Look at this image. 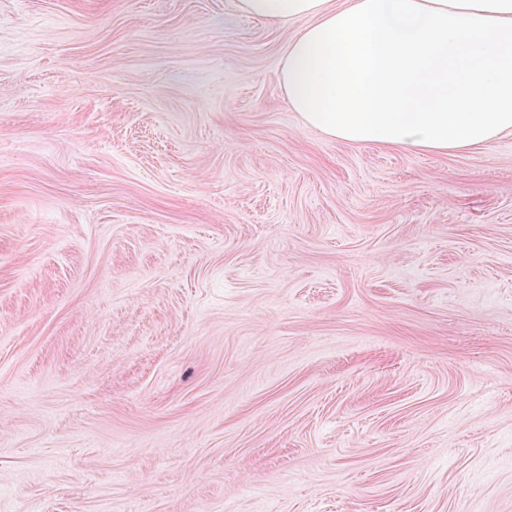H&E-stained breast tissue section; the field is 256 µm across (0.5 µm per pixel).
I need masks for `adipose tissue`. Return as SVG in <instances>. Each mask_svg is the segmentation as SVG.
<instances>
[{"label":"adipose tissue","mask_w":512,"mask_h":512,"mask_svg":"<svg viewBox=\"0 0 512 512\" xmlns=\"http://www.w3.org/2000/svg\"><path fill=\"white\" fill-rule=\"evenodd\" d=\"M303 21L278 78L302 123L409 152L487 147L512 133V0H236Z\"/></svg>","instance_id":"adipose-tissue-1"}]
</instances>
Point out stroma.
<instances>
[{
  "instance_id": "obj_1",
  "label": "stroma",
  "mask_w": 512,
  "mask_h": 512,
  "mask_svg": "<svg viewBox=\"0 0 512 512\" xmlns=\"http://www.w3.org/2000/svg\"><path fill=\"white\" fill-rule=\"evenodd\" d=\"M236 0H0V512H512V134L302 124Z\"/></svg>"
}]
</instances>
